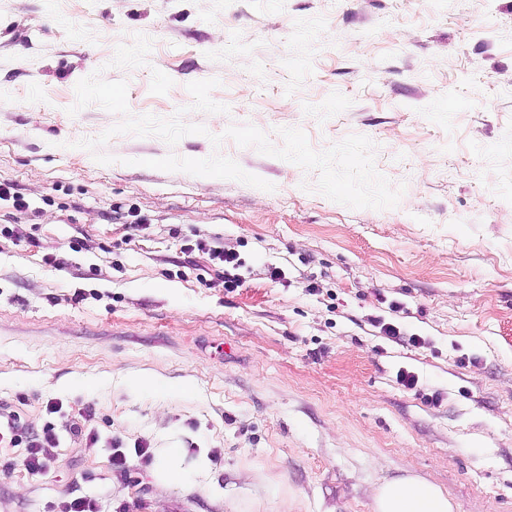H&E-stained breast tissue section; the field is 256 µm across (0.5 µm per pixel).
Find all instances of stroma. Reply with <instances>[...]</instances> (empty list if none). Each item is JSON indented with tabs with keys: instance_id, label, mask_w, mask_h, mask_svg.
<instances>
[{
	"instance_id": "stroma-1",
	"label": "stroma",
	"mask_w": 512,
	"mask_h": 512,
	"mask_svg": "<svg viewBox=\"0 0 512 512\" xmlns=\"http://www.w3.org/2000/svg\"><path fill=\"white\" fill-rule=\"evenodd\" d=\"M137 34L147 64L112 66ZM95 73L207 135H117L97 163L79 142L118 115L69 112ZM212 78L219 119L187 90ZM246 123L278 147L282 127L318 151L368 137L404 193L331 201L226 138ZM216 152L274 191L144 165ZM0 181L30 205H0V408L22 435L0 442V512H374L407 476L452 512H512V0H0ZM55 433L54 427L47 426L43 429L42 439L28 441L27 454L23 460V465L32 474H41L46 472L49 457L44 448L54 447Z\"/></svg>"
}]
</instances>
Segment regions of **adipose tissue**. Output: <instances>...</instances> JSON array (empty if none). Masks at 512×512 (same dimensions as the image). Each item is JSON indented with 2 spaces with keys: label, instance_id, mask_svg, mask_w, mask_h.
I'll use <instances>...</instances> for the list:
<instances>
[{
  "label": "adipose tissue",
  "instance_id": "ef3b65f1",
  "mask_svg": "<svg viewBox=\"0 0 512 512\" xmlns=\"http://www.w3.org/2000/svg\"><path fill=\"white\" fill-rule=\"evenodd\" d=\"M375 512H451L446 494L425 480L408 477L379 487L374 495Z\"/></svg>",
  "mask_w": 512,
  "mask_h": 512
}]
</instances>
